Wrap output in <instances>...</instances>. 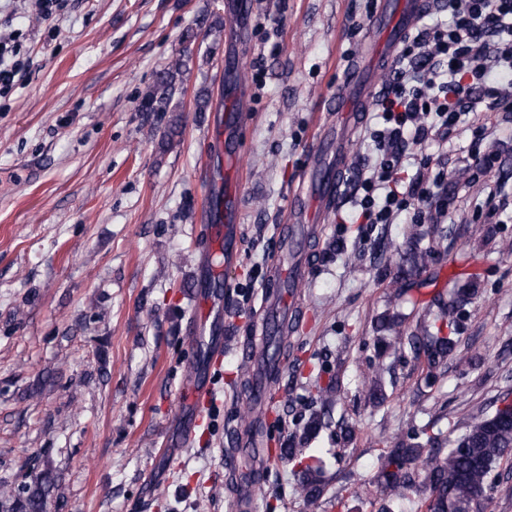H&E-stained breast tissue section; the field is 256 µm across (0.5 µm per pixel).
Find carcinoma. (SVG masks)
Wrapping results in <instances>:
<instances>
[{"instance_id":"cac0c4a2","label":"carcinoma","mask_w":512,"mask_h":512,"mask_svg":"<svg viewBox=\"0 0 512 512\" xmlns=\"http://www.w3.org/2000/svg\"><path fill=\"white\" fill-rule=\"evenodd\" d=\"M186 65L177 56L159 73L153 89L146 95L140 108L144 112H167L177 91V75ZM473 295L469 289L457 292L451 302H443L433 323L418 335L406 330L400 316L393 315L381 323L390 335L377 341L378 360L369 364L365 378L370 384L369 399L379 403L384 398L383 381L390 374L384 361L388 351H410L423 364L427 377L437 378L441 366L453 351L455 338L443 334L436 322L456 325L459 304ZM319 409L312 412L289 439L288 446L267 449L268 455L292 466L295 474V497L304 512H321L323 488L317 472L321 459L310 455L304 445L314 439L324 424V417L338 401V380L332 375L323 385L316 386L312 396ZM422 436H410L384 451L378 458L373 481L380 493L378 512H395V507L411 501V494L420 495L418 508L424 512H486L494 485L490 475L502 461L512 457V413L498 409L484 416H470L464 422V431L453 441L443 432L427 425ZM256 453H243L235 461L240 485L252 489L260 479L254 468ZM24 468L32 474L31 481L17 485L0 483V512H55L54 501L57 478L46 466L39 468L36 460L28 459Z\"/></svg>"}]
</instances>
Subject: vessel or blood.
Listing matches in <instances>:
<instances>
[{
	"instance_id": "obj_1",
	"label": "vessel or blood",
	"mask_w": 512,
	"mask_h": 512,
	"mask_svg": "<svg viewBox=\"0 0 512 512\" xmlns=\"http://www.w3.org/2000/svg\"><path fill=\"white\" fill-rule=\"evenodd\" d=\"M430 4V0H380L374 23L383 32L382 41L371 53L370 66L354 65L352 72L337 94L338 122L335 137L316 144L312 156L316 161V189L308 207H301V193H293L291 208H303L301 224H282L278 236L282 247L291 253L288 265L278 266L270 278L264 297L266 320L260 328L261 335H269L274 322L299 319L296 301L283 291L284 283L300 286L310 271L307 254L300 251L301 239L316 233L319 216L329 209L338 198L342 187V175L348 165L347 147L355 126L364 112L369 93L374 89V73L384 70L392 61L400 42L418 23ZM243 127L241 113L228 111L214 114L210 124L209 141L215 152L224 159L225 174H232L241 151L239 133ZM239 203L233 187H225L224 200L218 207L209 209L205 215L209 223L207 242L201 247L197 271V303L190 322L189 331L196 345L201 346L206 361L194 362L189 378L185 381L181 397L180 438L182 444L192 445L201 425L208 419L213 405L214 386L211 382L209 360L223 355L229 325V296L222 281L235 268L241 255V225ZM222 249L224 262L215 267L210 255Z\"/></svg>"
}]
</instances>
